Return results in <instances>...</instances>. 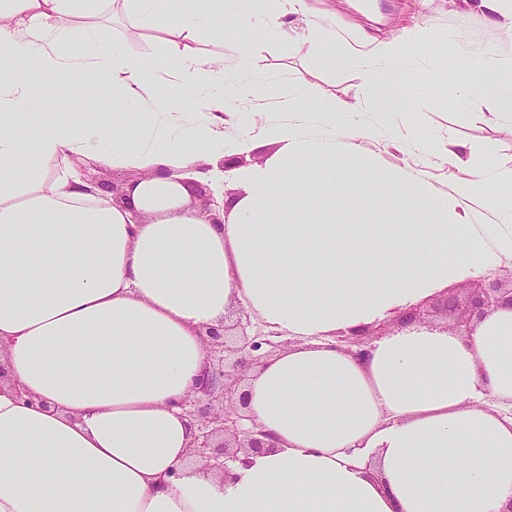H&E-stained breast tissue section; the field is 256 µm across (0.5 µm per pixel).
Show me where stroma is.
<instances>
[{
  "label": "stroma",
  "instance_id": "obj_1",
  "mask_svg": "<svg viewBox=\"0 0 512 512\" xmlns=\"http://www.w3.org/2000/svg\"><path fill=\"white\" fill-rule=\"evenodd\" d=\"M322 2L337 20L336 42L343 51L336 57L316 60L305 52L292 56L287 45L253 32L232 35L205 30L191 47L228 58L248 51L264 69L256 79L261 91L303 78L348 99L360 81L356 55L360 45L400 36L404 27L419 25L422 41L411 58L418 75L407 89L405 111L432 137L480 147L486 163L512 157V123L491 125L483 118L491 105L489 96L463 102L457 97V84L466 78L471 62L498 40L497 29L484 16L461 17L450 9L448 0H371L367 5L359 0ZM126 46L133 54L153 61L152 79L157 86H165L173 78L178 60L163 33L142 28Z\"/></svg>",
  "mask_w": 512,
  "mask_h": 512
}]
</instances>
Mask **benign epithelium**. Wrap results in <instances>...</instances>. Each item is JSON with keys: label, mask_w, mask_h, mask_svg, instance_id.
<instances>
[{"label": "benign epithelium", "mask_w": 512, "mask_h": 512, "mask_svg": "<svg viewBox=\"0 0 512 512\" xmlns=\"http://www.w3.org/2000/svg\"><path fill=\"white\" fill-rule=\"evenodd\" d=\"M509 280L483 276L469 288L465 301L458 295L448 293L442 307L452 322L443 329L460 336L472 334L478 324L502 307L512 308V266L508 269ZM429 326L418 304L378 326L341 336L347 350L363 351L364 347L395 328L409 325ZM251 322L247 315L236 319L232 325L220 328L209 327L203 333L206 359L194 384V397L185 403L187 417L197 426L192 454L206 459L205 470L224 474L231 478L226 468V459L238 457V453L263 448L260 436L264 431L244 427L247 415L244 412L245 393L239 379L229 378L224 371L215 368L214 360H225V354L236 356V366L247 369L259 363L257 355L263 346L270 344L260 332H250Z\"/></svg>", "instance_id": "7a95c632"}]
</instances>
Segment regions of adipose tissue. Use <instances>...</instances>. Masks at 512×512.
<instances>
[{"label":"adipose tissue","instance_id":"1","mask_svg":"<svg viewBox=\"0 0 512 512\" xmlns=\"http://www.w3.org/2000/svg\"><path fill=\"white\" fill-rule=\"evenodd\" d=\"M117 7L128 32L158 23L180 57L165 96L152 64L108 35ZM228 14L290 54L336 53L306 0H0V512H507L512 309L469 336L406 327L363 356L336 337L512 260L511 205L499 223L467 221L473 199L512 187V159L480 164L477 147L393 123L417 35L359 53L350 99L299 82L274 104L251 89L256 60L228 86L233 60L185 48ZM500 56L490 47L462 88L493 90L492 124L512 119ZM88 77L111 88V121L88 109ZM54 80L69 111L45 109ZM250 111L270 118L254 126ZM398 137L459 167L452 195L361 151ZM263 139L271 158L220 170ZM87 164L140 175L116 202L76 176ZM187 170L238 187L219 223ZM236 301L290 344L249 375L265 446L227 481L192 460L181 403L202 330Z\"/></svg>","mask_w":512,"mask_h":512}]
</instances>
